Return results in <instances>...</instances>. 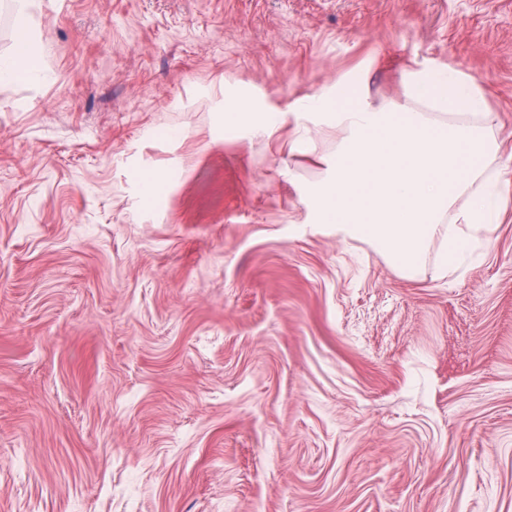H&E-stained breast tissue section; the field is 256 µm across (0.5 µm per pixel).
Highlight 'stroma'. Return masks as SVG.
<instances>
[{
    "mask_svg": "<svg viewBox=\"0 0 512 512\" xmlns=\"http://www.w3.org/2000/svg\"><path fill=\"white\" fill-rule=\"evenodd\" d=\"M40 2L46 76L0 83V512H512V209L404 277L308 220L305 143L215 109L445 64L512 144V0Z\"/></svg>",
    "mask_w": 512,
    "mask_h": 512,
    "instance_id": "35a3bbf8",
    "label": "stroma"
}]
</instances>
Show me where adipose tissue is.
<instances>
[{"mask_svg": "<svg viewBox=\"0 0 512 512\" xmlns=\"http://www.w3.org/2000/svg\"><path fill=\"white\" fill-rule=\"evenodd\" d=\"M13 45L0 63V81L33 80L40 73L34 0H11ZM356 105L344 108L343 88L331 96H306L307 114L336 154L318 147L310 155L328 165L330 177L310 187L317 223L368 241L398 270L419 267L432 243H440V270L458 262L505 209L497 186L512 160L492 132L498 115L481 83L444 65L413 64L402 76L397 100L376 104L366 85L354 89ZM235 126L267 136L274 105L241 93L224 101Z\"/></svg>", "mask_w": 512, "mask_h": 512, "instance_id": "obj_1", "label": "adipose tissue"}]
</instances>
